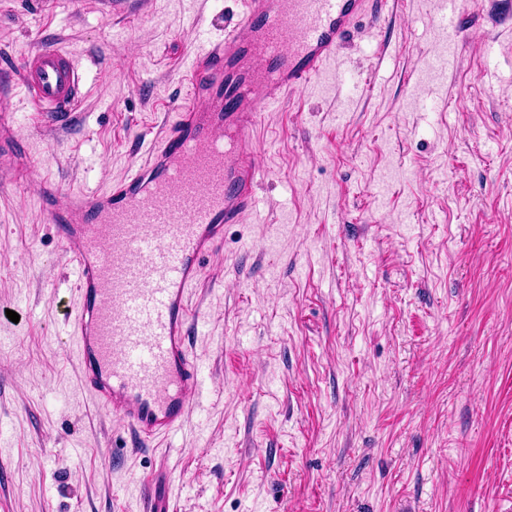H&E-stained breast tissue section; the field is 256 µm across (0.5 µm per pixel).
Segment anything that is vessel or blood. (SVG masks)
Segmentation results:
<instances>
[{"label":"vessel or blood","instance_id":"1","mask_svg":"<svg viewBox=\"0 0 512 512\" xmlns=\"http://www.w3.org/2000/svg\"><path fill=\"white\" fill-rule=\"evenodd\" d=\"M371 0H237L233 22L179 71L185 102L152 139L146 162L111 189L39 184L40 212L75 267L71 335L82 389L125 423L138 447L177 433L203 383L190 350L192 294L224 227L256 203L259 166L249 148L263 112L324 76ZM34 127H55L87 95L86 71L64 47L21 63ZM20 137L0 123V170L29 171Z\"/></svg>","mask_w":512,"mask_h":512}]
</instances>
